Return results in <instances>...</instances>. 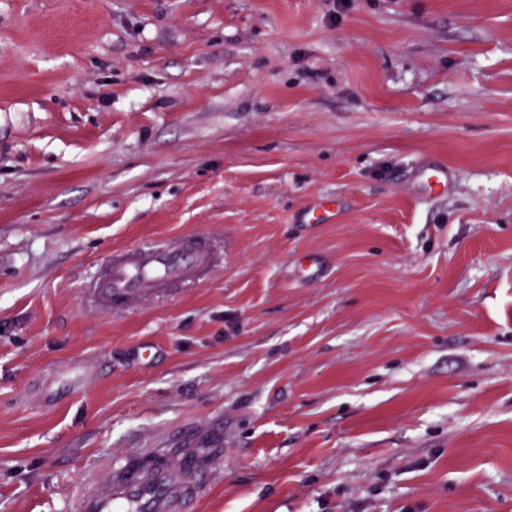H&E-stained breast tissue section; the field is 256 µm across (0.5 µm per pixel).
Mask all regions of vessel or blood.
<instances>
[{
	"mask_svg": "<svg viewBox=\"0 0 512 512\" xmlns=\"http://www.w3.org/2000/svg\"><path fill=\"white\" fill-rule=\"evenodd\" d=\"M212 263L209 250L193 236L172 235L115 251L85 293L98 309L119 311L204 280ZM216 464L213 457L179 461L167 448L136 453L133 462L111 467L104 481L82 492L74 512H190Z\"/></svg>",
	"mask_w": 512,
	"mask_h": 512,
	"instance_id": "b4317fda",
	"label": "vessel or blood"
}]
</instances>
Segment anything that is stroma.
Masks as SVG:
<instances>
[{
  "mask_svg": "<svg viewBox=\"0 0 512 512\" xmlns=\"http://www.w3.org/2000/svg\"><path fill=\"white\" fill-rule=\"evenodd\" d=\"M217 443L191 512H512V0H0V512ZM213 257L194 235H172L150 245L117 250L85 286L100 310L126 309L169 293L175 286L200 282Z\"/></svg>",
  "mask_w": 512,
  "mask_h": 512,
  "instance_id": "stroma-1",
  "label": "stroma"
}]
</instances>
